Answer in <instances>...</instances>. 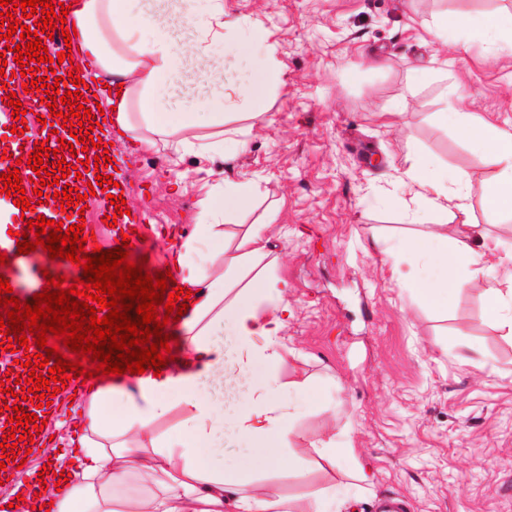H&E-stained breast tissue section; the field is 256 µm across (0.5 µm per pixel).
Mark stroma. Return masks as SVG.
Masks as SVG:
<instances>
[{
    "instance_id": "35a3bbf8",
    "label": "stroma",
    "mask_w": 512,
    "mask_h": 512,
    "mask_svg": "<svg viewBox=\"0 0 512 512\" xmlns=\"http://www.w3.org/2000/svg\"><path fill=\"white\" fill-rule=\"evenodd\" d=\"M227 12L260 21L281 63V91L265 117L230 120L246 147L231 176L260 195L243 228L275 215L278 272L294 316L284 331L296 351L288 372L322 380L328 408L305 416L295 448L302 473L271 481L301 496L332 485L343 512H379L388 497L404 512H512V340L485 315L489 265L448 311L422 307L391 278L379 239L399 240L435 228L404 222L391 204L395 175L417 153L451 169L475 170L471 143L440 120L458 98L469 111L512 125V51L473 30L437 40L425 30L444 12H512V0H224ZM431 72L414 79L416 70ZM131 220L152 240L147 259L166 269L165 247L189 234L197 182L209 171L194 157L172 165L164 151L114 138L110 148ZM487 182L469 185L471 220L512 250V215L485 205ZM480 342L484 365L460 362ZM75 389L53 399L48 435L27 469L73 454L66 427ZM350 439L355 461H320L311 444L321 432ZM361 464L368 482L356 478Z\"/></svg>"
}]
</instances>
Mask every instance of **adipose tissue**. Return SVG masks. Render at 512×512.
<instances>
[{
  "label": "adipose tissue",
  "mask_w": 512,
  "mask_h": 512,
  "mask_svg": "<svg viewBox=\"0 0 512 512\" xmlns=\"http://www.w3.org/2000/svg\"><path fill=\"white\" fill-rule=\"evenodd\" d=\"M74 0L72 27L80 55L92 60L110 88L106 103L116 130L133 144L168 150L173 161L214 160L242 148L238 129L224 126L237 97L257 114L269 106L281 65L268 47L269 31L225 12L224 0ZM486 28L495 44L512 48V13H443L430 31ZM237 39V61L215 48ZM456 128L486 167L490 208L512 211V128L462 109ZM409 196L404 213L424 216V200L456 220L455 234L413 238L391 273L420 305L447 310L470 287L489 257L504 266L508 288L483 290L485 313L512 335V251L470 222L465 170L438 168L414 154L396 176ZM250 184L223 176L199 188L191 233L169 249L177 284L191 289L180 319V355L161 375L104 376L76 402L83 419L80 453L60 460L45 482L17 485L23 500L9 512H334L336 491L271 498L261 483L305 466L294 443L298 424L322 411L324 386L285 374L292 356L282 333L292 315L288 283L270 260L271 224L248 225L228 254L224 226L253 206ZM68 481L59 482L58 473Z\"/></svg>",
  "instance_id": "ef3b65f1"
}]
</instances>
